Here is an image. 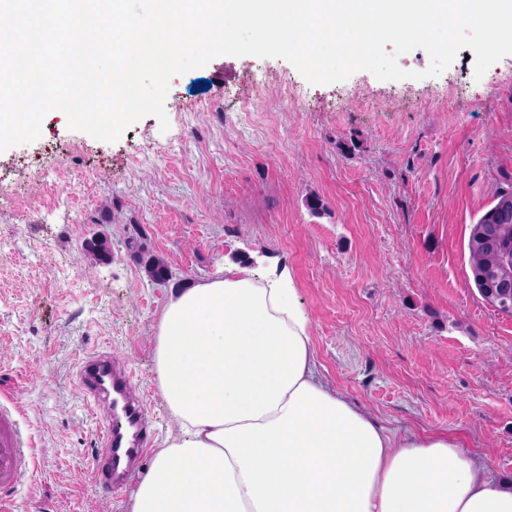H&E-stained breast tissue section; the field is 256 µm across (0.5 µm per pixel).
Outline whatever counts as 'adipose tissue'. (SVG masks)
Listing matches in <instances>:
<instances>
[{"mask_svg":"<svg viewBox=\"0 0 512 512\" xmlns=\"http://www.w3.org/2000/svg\"><path fill=\"white\" fill-rule=\"evenodd\" d=\"M289 270L225 264L177 289L156 330L179 426L128 512H512V485L443 433L394 438L315 372Z\"/></svg>","mask_w":512,"mask_h":512,"instance_id":"1","label":"adipose tissue"}]
</instances>
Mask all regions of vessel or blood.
I'll return each instance as SVG.
<instances>
[{
  "mask_svg": "<svg viewBox=\"0 0 512 512\" xmlns=\"http://www.w3.org/2000/svg\"><path fill=\"white\" fill-rule=\"evenodd\" d=\"M76 379L89 408L104 399L112 404V415L100 430L101 450L91 467L92 482L100 489L126 486L151 443L143 406L130 392V376L109 354L94 353L78 363ZM33 466L31 440L21 433L14 414L0 407V486L13 487Z\"/></svg>",
  "mask_w": 512,
  "mask_h": 512,
  "instance_id": "b4317fda",
  "label": "vessel or blood"
}]
</instances>
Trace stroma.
Instances as JSON below:
<instances>
[{
	"mask_svg": "<svg viewBox=\"0 0 512 512\" xmlns=\"http://www.w3.org/2000/svg\"><path fill=\"white\" fill-rule=\"evenodd\" d=\"M474 70L464 48L434 78L312 85L283 59L220 56L171 79L168 130L147 116L110 143L53 111L0 152V403L35 454L13 512H127V493L90 485L111 407L88 410L77 362L117 358L161 448L172 289L264 259L291 270L328 387L388 434H448L512 480V315L477 291L467 247L512 187V55ZM98 232L111 262L83 249Z\"/></svg>",
	"mask_w": 512,
	"mask_h": 512,
	"instance_id": "35a3bbf8",
	"label": "stroma"
}]
</instances>
